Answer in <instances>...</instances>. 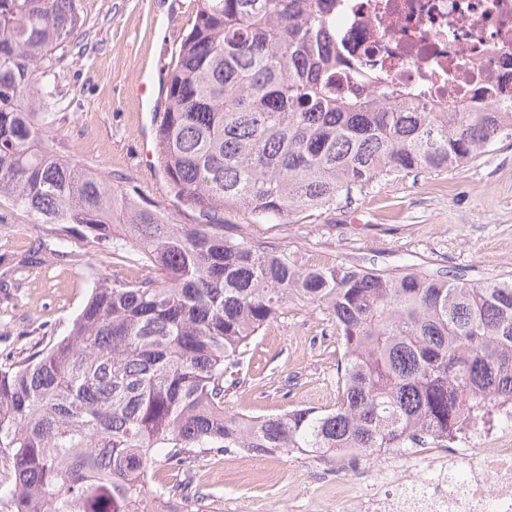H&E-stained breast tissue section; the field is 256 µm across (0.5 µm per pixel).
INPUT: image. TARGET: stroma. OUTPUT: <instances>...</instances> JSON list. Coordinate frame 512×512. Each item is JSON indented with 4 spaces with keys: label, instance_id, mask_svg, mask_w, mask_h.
<instances>
[{
    "label": "stroma",
    "instance_id": "1",
    "mask_svg": "<svg viewBox=\"0 0 512 512\" xmlns=\"http://www.w3.org/2000/svg\"><path fill=\"white\" fill-rule=\"evenodd\" d=\"M83 25L53 61L56 145L115 185L137 186L170 220L198 214L177 201L158 165L144 166L155 125L137 93L143 76L161 82L195 18V0H77ZM226 235H245L288 249L306 266L345 265L399 272L423 269L469 283L512 281V136L443 172L390 175L335 205L304 210L282 224H257L245 213L223 215ZM108 257L82 240L59 253L50 225L0 202V360L23 358L65 333L87 300L86 271ZM343 346L326 310L289 306L255 336L240 365L226 411L271 416L294 408H332ZM378 456L323 459L310 454H193L161 467L169 483L191 478L190 508L208 512H318L320 497Z\"/></svg>",
    "mask_w": 512,
    "mask_h": 512
}]
</instances>
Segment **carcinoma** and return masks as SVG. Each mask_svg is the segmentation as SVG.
<instances>
[{"mask_svg":"<svg viewBox=\"0 0 512 512\" xmlns=\"http://www.w3.org/2000/svg\"><path fill=\"white\" fill-rule=\"evenodd\" d=\"M166 81L156 153L201 220L177 224L133 185L63 155L53 54L81 27L76 0H0V199L75 227L146 273L93 278L66 335L0 361V482L7 512H173L184 488L153 480L196 448L256 456L408 448L457 436L512 397V283L415 270L307 267L224 236L241 210L279 224L381 177L442 171L512 132V110L452 106L380 77L349 88L335 0H197ZM322 307L342 340L337 400L268 417L224 411L251 338L288 304Z\"/></svg>","mask_w":512,"mask_h":512,"instance_id":"cac0c4a2","label":"carcinoma"}]
</instances>
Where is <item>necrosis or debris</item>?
<instances>
[{
    "instance_id": "4bbe7bcc",
    "label": "necrosis or debris",
    "mask_w": 512,
    "mask_h": 512,
    "mask_svg": "<svg viewBox=\"0 0 512 512\" xmlns=\"http://www.w3.org/2000/svg\"><path fill=\"white\" fill-rule=\"evenodd\" d=\"M336 49L351 78L383 74L455 102L476 85L512 103V0H336ZM497 447L474 437L448 448L389 452L356 470L336 512H512V411Z\"/></svg>"
}]
</instances>
